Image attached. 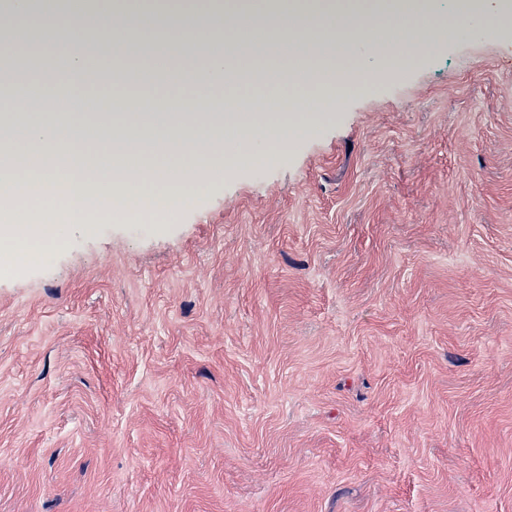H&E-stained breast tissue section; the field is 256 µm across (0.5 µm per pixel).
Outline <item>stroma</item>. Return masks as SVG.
I'll use <instances>...</instances> for the list:
<instances>
[{
  "label": "stroma",
  "instance_id": "stroma-1",
  "mask_svg": "<svg viewBox=\"0 0 512 512\" xmlns=\"http://www.w3.org/2000/svg\"><path fill=\"white\" fill-rule=\"evenodd\" d=\"M169 224L0 266V512H512V18Z\"/></svg>",
  "mask_w": 512,
  "mask_h": 512
}]
</instances>
